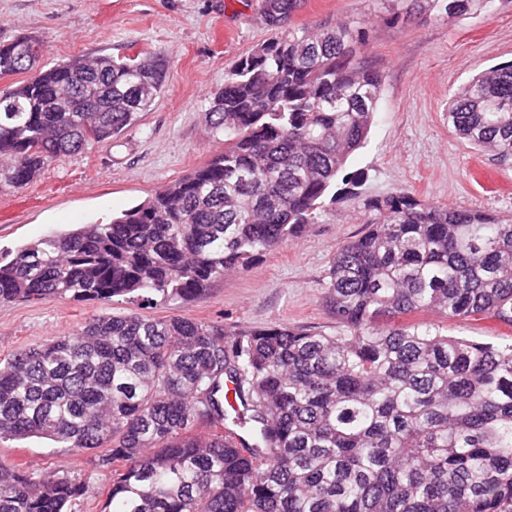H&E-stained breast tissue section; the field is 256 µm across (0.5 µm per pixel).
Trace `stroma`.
I'll return each mask as SVG.
<instances>
[{
    "instance_id": "stroma-1",
    "label": "stroma",
    "mask_w": 512,
    "mask_h": 512,
    "mask_svg": "<svg viewBox=\"0 0 512 512\" xmlns=\"http://www.w3.org/2000/svg\"><path fill=\"white\" fill-rule=\"evenodd\" d=\"M261 0H0V38L32 35L41 62L115 58L161 51L170 66L163 93L116 141L57 159L24 188L0 189V252L85 224L109 222L224 149L212 130L209 101L231 63L271 33ZM345 21L368 36L360 55L382 75L378 110L363 148L347 162L361 175L354 196L326 203L315 223L244 271L225 272L190 301H77L0 304V360L68 336L101 314L145 319L183 316L242 327L287 325L324 334L340 330L322 302L330 261L363 235L366 203L406 191L417 200L512 216V159L501 161L461 139L448 104L482 70L512 62V0H486L453 21H388L383 0H300L290 24L313 30ZM449 335L512 344V327L451 319ZM0 459L84 478L89 492L71 512H100L112 473L90 451L51 447L36 438L0 442Z\"/></svg>"
}]
</instances>
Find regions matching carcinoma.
Wrapping results in <instances>:
<instances>
[{"label": "carcinoma", "instance_id": "carcinoma-1", "mask_svg": "<svg viewBox=\"0 0 512 512\" xmlns=\"http://www.w3.org/2000/svg\"><path fill=\"white\" fill-rule=\"evenodd\" d=\"M430 4L450 20L484 0H385L392 23ZM238 58L210 101L224 152L112 217L0 257V304L71 295L191 300L353 194L345 172L377 112L382 76L345 22L288 28ZM0 41V187L116 140L164 87L161 52L44 67ZM466 141L512 159V63L448 105ZM367 231L332 259L323 302L339 335L228 328L186 317L101 315L0 363V441L104 449L100 512H512V346L415 319L512 326V216L420 202L368 204ZM235 384L240 408L225 385ZM235 432L242 447L224 439ZM88 492L66 471L0 460V512H68Z\"/></svg>", "mask_w": 512, "mask_h": 512}]
</instances>
